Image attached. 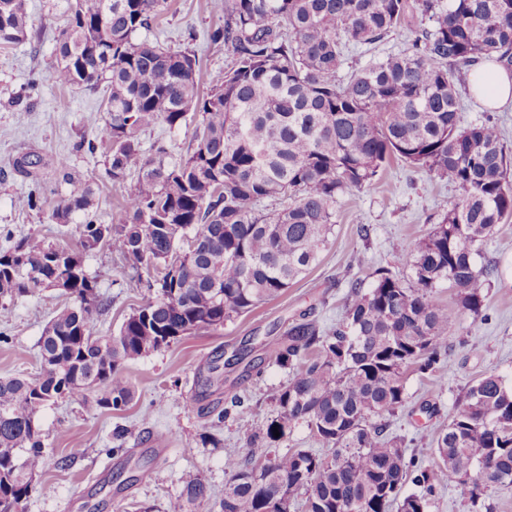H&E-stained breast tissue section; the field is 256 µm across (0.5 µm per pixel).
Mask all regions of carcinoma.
<instances>
[{
    "label": "carcinoma",
    "instance_id": "carcinoma-1",
    "mask_svg": "<svg viewBox=\"0 0 512 512\" xmlns=\"http://www.w3.org/2000/svg\"><path fill=\"white\" fill-rule=\"evenodd\" d=\"M56 84L103 91L106 173L137 176L117 224L78 225V247L26 236L0 250V315L8 302L64 286L72 303L45 326L39 371L0 377V512H25L45 465L36 415L60 400L121 411L134 398L127 365L182 337L213 330L281 296L318 260L340 199L400 159L454 187L456 202L415 248L400 254L414 285L376 270L366 293L350 284L342 320L325 331L301 318L266 353L292 377L274 415L224 457L217 512H430L444 478L477 505L485 489L512 487V390L495 374L468 386L437 433L440 463L407 459L381 419L405 402V379L445 367L443 340L460 310L481 311L493 270L476 246L512 215V148L497 124L459 126L461 69L480 58L512 65V0H217L224 25L211 39L232 48L220 84L200 91L188 51L135 40L167 0H62ZM418 19L407 49L341 79L350 45H373ZM23 0H0V45L27 39ZM197 120L183 155L148 154L141 134ZM89 193L61 198L52 218L87 209ZM187 243L180 250L179 243ZM108 247L159 278L156 297L118 333L96 336L105 310L82 255ZM448 282L460 307L435 288ZM304 423L330 453L271 449ZM280 436H274V431ZM419 491L401 496L407 483ZM211 495L198 472L164 512H192Z\"/></svg>",
    "mask_w": 512,
    "mask_h": 512
}]
</instances>
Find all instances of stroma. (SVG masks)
Instances as JSON below:
<instances>
[{
    "label": "stroma",
    "instance_id": "obj_1",
    "mask_svg": "<svg viewBox=\"0 0 512 512\" xmlns=\"http://www.w3.org/2000/svg\"><path fill=\"white\" fill-rule=\"evenodd\" d=\"M24 2L32 23L28 39L0 46V249L30 235L73 246L77 225L122 220L131 186L112 183L105 174L100 142L107 115L101 94L62 87L50 78L61 10L54 0ZM223 23L211 0H168L167 10L145 36L195 53L205 92L233 60L232 49L208 37ZM412 28V23L402 24L372 50L349 48L346 70L398 53L411 42ZM29 153L40 159L33 180L15 168L16 160ZM60 157L69 160L71 180H62L56 170ZM85 188L93 192L91 206L74 213L67 224L56 223L52 211L57 201ZM27 194L36 197V208L17 206L18 197ZM454 202L448 179L393 160L380 180L342 198L317 262L280 297L224 327L183 337L129 364L125 375L134 399L124 411L70 401L43 408L37 421L48 461L35 479L26 512H134L138 502L163 512L167 499L199 472L209 476L215 492H223L225 455L241 451L251 430L271 417V397L290 377L266 357V341L286 335L303 313L320 326L336 325L349 281L371 289L377 269L395 270L404 283H412L411 270L397 263L398 253L412 249ZM476 262L496 270L480 314L462 312L459 325L444 339L445 369L410 373L404 405L385 419L387 434L403 439L408 454L429 468L437 463L432 440L455 414L468 385L493 373L512 387V216L478 246ZM84 266L106 301L93 320L95 335L117 331L152 296L145 286L146 270L110 250L88 253ZM68 303L57 289L15 301L10 319L0 321V376L36 372L42 331ZM242 346L250 350L251 368H224L217 381H210L211 362ZM204 380L210 387L201 403L198 384ZM234 395L248 404L247 415L218 421L216 410ZM118 425L127 430L120 441L112 436ZM146 469L150 480H140Z\"/></svg>",
    "mask_w": 512,
    "mask_h": 512
}]
</instances>
